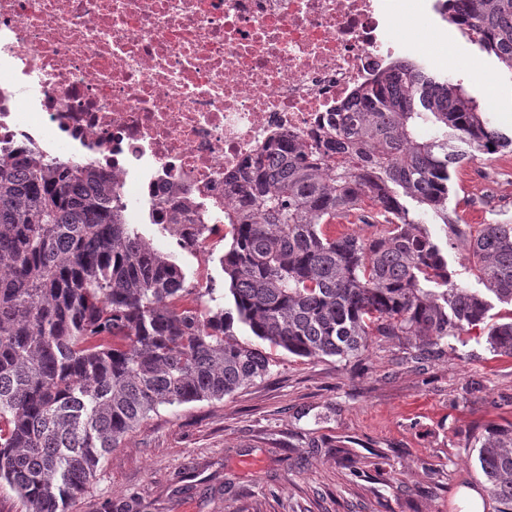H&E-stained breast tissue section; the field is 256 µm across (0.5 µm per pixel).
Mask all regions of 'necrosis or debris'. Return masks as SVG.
<instances>
[{"label":"necrosis or debris","mask_w":512,"mask_h":512,"mask_svg":"<svg viewBox=\"0 0 512 512\" xmlns=\"http://www.w3.org/2000/svg\"><path fill=\"white\" fill-rule=\"evenodd\" d=\"M445 0H0V151L92 164L127 223L204 256L224 180L286 134L329 131ZM207 227L196 222L197 214Z\"/></svg>","instance_id":"1"}]
</instances>
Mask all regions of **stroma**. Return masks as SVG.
I'll return each instance as SVG.
<instances>
[{
    "label": "stroma",
    "mask_w": 512,
    "mask_h": 512,
    "mask_svg": "<svg viewBox=\"0 0 512 512\" xmlns=\"http://www.w3.org/2000/svg\"><path fill=\"white\" fill-rule=\"evenodd\" d=\"M423 62L463 80L512 128V72L456 26L413 30ZM449 206L512 223V171L478 154ZM429 230L457 283L477 288L467 231ZM512 422V358L482 329L433 353L386 336L342 361L279 356L272 374L221 401L165 408L112 449L70 512H465L481 489L476 437Z\"/></svg>",
    "instance_id": "35a3bbf8"
}]
</instances>
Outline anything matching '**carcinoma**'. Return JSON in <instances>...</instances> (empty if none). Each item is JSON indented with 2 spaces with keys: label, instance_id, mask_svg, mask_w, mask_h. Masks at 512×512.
Here are the masks:
<instances>
[{
  "label": "carcinoma",
  "instance_id": "obj_1",
  "mask_svg": "<svg viewBox=\"0 0 512 512\" xmlns=\"http://www.w3.org/2000/svg\"><path fill=\"white\" fill-rule=\"evenodd\" d=\"M448 21L512 71V0H453ZM354 97L336 135H285L242 165L220 294L124 223L94 167L0 153V484L25 512H68L150 415L263 381L277 351L349 360L374 336L425 351L481 326L512 357V312L491 323L488 300L512 306V224L469 241L482 291L453 280L425 227L462 220L451 173L511 154L512 133L421 62L393 60ZM349 216L381 230L327 231ZM476 443L493 512H512V423Z\"/></svg>",
  "mask_w": 512,
  "mask_h": 512
}]
</instances>
